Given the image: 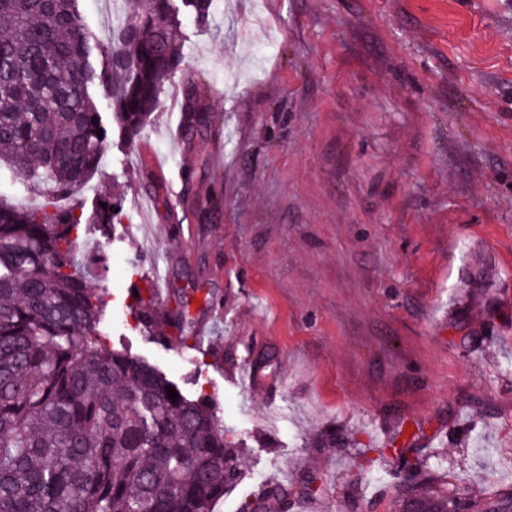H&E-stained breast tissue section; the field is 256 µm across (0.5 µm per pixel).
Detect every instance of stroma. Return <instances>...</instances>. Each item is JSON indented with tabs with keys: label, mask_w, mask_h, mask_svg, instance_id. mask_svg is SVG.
<instances>
[{
	"label": "stroma",
	"mask_w": 512,
	"mask_h": 512,
	"mask_svg": "<svg viewBox=\"0 0 512 512\" xmlns=\"http://www.w3.org/2000/svg\"><path fill=\"white\" fill-rule=\"evenodd\" d=\"M184 32L151 125L69 202L124 197L87 233L128 260L101 275L108 347L206 393L244 444L215 512L268 483L288 512H395L398 434L433 483L512 496V0H221ZM190 76L210 115L191 144ZM137 267L209 342L146 336ZM99 202L106 203L107 208L103 209ZM119 208L118 212L115 209ZM124 216V200L112 193L111 189L102 191L95 202V206L89 224H121Z\"/></svg>",
	"instance_id": "stroma-1"
}]
</instances>
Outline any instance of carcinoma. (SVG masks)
Segmentation results:
<instances>
[{
    "label": "carcinoma",
    "mask_w": 512,
    "mask_h": 512,
    "mask_svg": "<svg viewBox=\"0 0 512 512\" xmlns=\"http://www.w3.org/2000/svg\"><path fill=\"white\" fill-rule=\"evenodd\" d=\"M216 2L185 7L204 28ZM184 48L172 0H140L110 44L93 40L79 0H0V173L44 192L35 207L0 192V512H214L239 478L242 443L228 439L207 397L102 341L104 285L88 272L106 269L109 254L86 247L83 213L55 199L97 170L108 123L132 140L152 122ZM181 112L186 141L207 131L197 83L183 86ZM96 202L91 223H122L123 198L106 189ZM137 292L138 324L187 343V307L161 315ZM418 475L401 490L400 512H448V492ZM287 497L268 484L241 512ZM469 508L512 512V498Z\"/></svg>",
    "instance_id": "obj_1"
}]
</instances>
